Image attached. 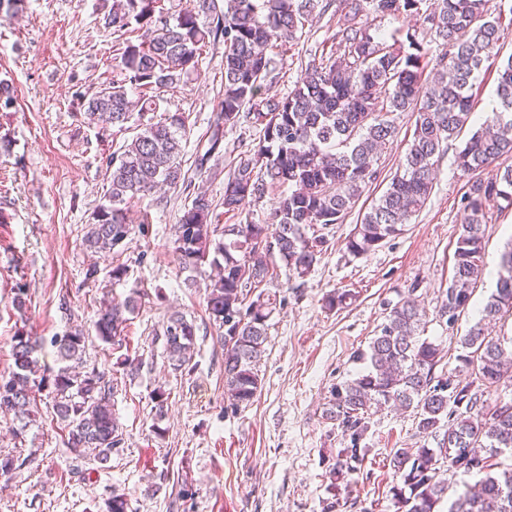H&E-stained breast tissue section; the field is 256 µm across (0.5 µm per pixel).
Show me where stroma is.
Here are the masks:
<instances>
[{
  "label": "stroma",
  "mask_w": 512,
  "mask_h": 512,
  "mask_svg": "<svg viewBox=\"0 0 512 512\" xmlns=\"http://www.w3.org/2000/svg\"><path fill=\"white\" fill-rule=\"evenodd\" d=\"M112 0H25L22 11L0 13V80L14 89V104L0 112V377L13 368L12 338L18 329L51 338L70 326H91L102 302L124 299L139 289V309L123 345L142 356L135 378L117 376V353L96 338L86 343L88 367L118 380L113 411L123 427L124 450L105 465L75 458L67 432L54 414L48 392L37 396V421L14 434L0 418V453L26 457L11 480L0 478V512H103L112 490L125 492L132 512H173L182 482L196 494L190 512H324L330 499L328 472L340 447L338 431L323 415L331 388L362 368L355 353L367 350L391 307L408 288H416L428 314L424 336L439 345L444 369H453L460 339L496 286L482 277L466 316L455 326L434 312L452 275V256L464 219L461 197L467 176L455 164L458 142H450L437 162L433 191L403 233L375 253L354 259L344 240L382 185L367 188L343 223L332 229L331 245L312 273L289 277L278 256L263 287L282 300L269 320L266 354L259 367L262 391L252 405L232 408L224 398V350L204 302L206 272L180 269L173 253L174 226L187 203L179 190L136 201V217L122 254L97 253L84 245L91 215L109 188L106 159L137 132L84 123L77 94L92 95L121 80L117 58L122 36L105 29L103 16ZM338 19L325 13L306 27L283 68L266 79L268 94L282 97L305 72L308 51L332 43ZM224 85V47L203 52L196 71L161 89L156 119L165 113L185 117L182 166L189 169L206 148V131L220 109ZM243 128L224 132V150L195 181L214 200L239 153ZM148 223H140L141 214ZM125 263L128 275L113 282V265ZM96 266L95 280L85 272ZM351 291L353 300L333 312L323 307L326 293ZM24 290L25 312L12 300ZM186 315L196 325L193 373L172 371L162 342L154 338L167 316ZM169 394L163 435L151 426L154 388ZM422 441L412 412L390 409L371 417L361 445L367 453L345 512H397L389 492V453L417 448ZM159 485L156 495L146 489Z\"/></svg>",
  "instance_id": "35a3bbf8"
}]
</instances>
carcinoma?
<instances>
[{
    "label": "carcinoma",
    "instance_id": "obj_1",
    "mask_svg": "<svg viewBox=\"0 0 512 512\" xmlns=\"http://www.w3.org/2000/svg\"><path fill=\"white\" fill-rule=\"evenodd\" d=\"M167 0H113L104 26L125 36L121 47L123 79L81 104L89 125L125 129L138 112L140 132L107 160L112 169L105 202L87 225V247L119 253L131 233L132 202L162 185L181 187L191 197L176 225L173 249L184 269L204 264L217 269L205 285L210 319L218 325L224 346V394L236 407L248 406L261 392L258 368L266 353L268 321L279 305L276 294L260 289L269 274L251 256L274 250L296 279L314 270L330 240L325 231L343 222L364 190L377 182L379 154L395 137L387 116L409 112L415 117L407 150L384 193L362 213L345 239L344 253L365 257L403 233L406 224L429 199L444 146L456 139L470 120L473 88L482 70L497 66V106L456 153L457 168L472 175L463 196L464 224L455 250L453 275L436 316L455 320L474 296L485 252L486 210L501 200L512 205V55L496 64L503 39L500 18L489 11L490 0H373L383 15L419 22L441 47L434 57L424 43L407 32L386 38L363 22L362 0H342L336 45L312 54L304 76L281 99L261 92V81L275 69L276 57L291 50L297 32L324 14L332 0H181L174 11ZM224 44V88L220 111L210 126L208 148L194 159L202 173L220 153L224 128L245 119L256 142L240 153L224 183L222 205L233 212L247 200L272 192V223L226 224L212 221L213 202L192 188L182 175L183 115L156 123L148 114L162 98L152 91L168 87L197 69L205 48ZM432 67L434 79L425 78ZM496 289L479 310L480 319L460 340V365L436 373L443 355L423 339L426 311L411 297L389 308L367 351V372L331 388L325 418L347 445L339 449L329 470L333 491L328 512L343 507L338 480L351 477L363 461L360 442L370 428L374 409L411 410L423 439L418 448H394L390 487L397 512H512V464L498 458L512 454V398L485 396L491 387L512 388V336L493 333L492 326L512 317V246L501 255ZM140 293L100 308L92 327L95 337L113 349L123 346L124 331L135 313ZM351 300L333 290L324 298L332 311ZM165 358L176 373L190 374L196 326L185 316L170 315L155 331ZM89 338L81 326L53 340L56 369L40 365L43 339L19 331L12 337L14 368L0 378V416L19 423L18 432L36 421L33 390L53 394L56 418L67 429V448L78 458L103 463L119 453L123 431L112 412L113 380L83 366ZM126 376L139 374L142 359L117 358ZM467 373V381L460 373ZM154 432L167 407L162 388L150 396ZM436 447H428L429 443ZM26 460L0 454V478L12 477ZM480 476L478 484L449 491L448 474ZM448 510H443V504ZM107 512H128L127 494L117 489L106 500Z\"/></svg>",
    "mask_w": 512,
    "mask_h": 512
}]
</instances>
